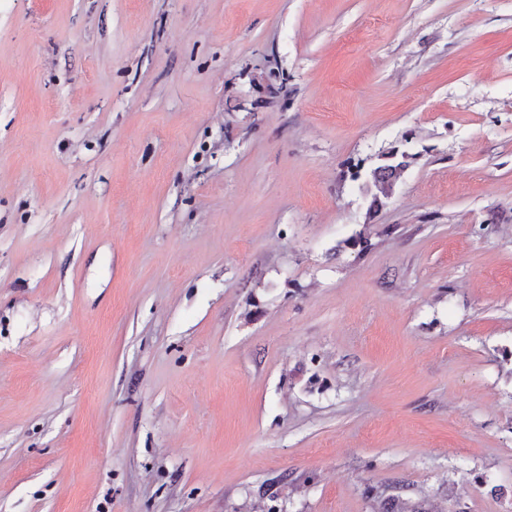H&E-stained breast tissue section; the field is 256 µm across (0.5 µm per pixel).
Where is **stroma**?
Instances as JSON below:
<instances>
[{
  "mask_svg": "<svg viewBox=\"0 0 512 512\" xmlns=\"http://www.w3.org/2000/svg\"><path fill=\"white\" fill-rule=\"evenodd\" d=\"M395 491L512 512V0H0V512ZM405 166V161L389 159L370 170L363 183V192L370 198V209L382 206L383 199L388 198L394 182Z\"/></svg>",
  "mask_w": 512,
  "mask_h": 512,
  "instance_id": "1",
  "label": "stroma"
}]
</instances>
